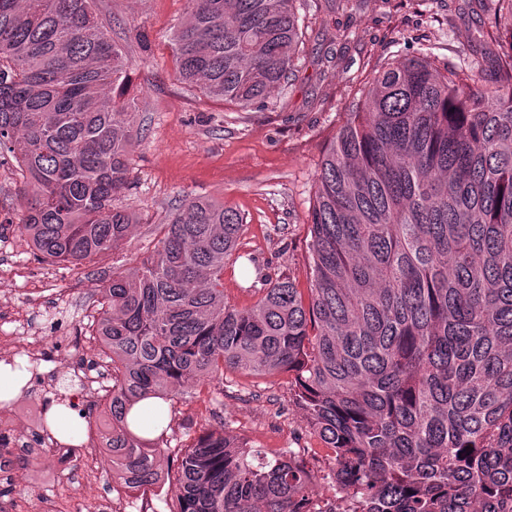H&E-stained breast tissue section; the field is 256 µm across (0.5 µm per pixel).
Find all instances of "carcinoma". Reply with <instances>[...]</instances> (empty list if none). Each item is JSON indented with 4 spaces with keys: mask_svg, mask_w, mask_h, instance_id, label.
Listing matches in <instances>:
<instances>
[{
    "mask_svg": "<svg viewBox=\"0 0 512 512\" xmlns=\"http://www.w3.org/2000/svg\"><path fill=\"white\" fill-rule=\"evenodd\" d=\"M181 79L241 109L287 79L296 0H187ZM440 71L430 56L375 76L329 143L310 212L311 285L262 280L224 298L243 218L193 198L153 253L112 267L95 321L112 366L101 462L127 492L170 485L174 512H512V36ZM125 51L94 0H0V156L32 201L37 256L79 266L123 247L132 105L109 96ZM288 374L331 456L268 454L203 429L172 458L164 406L224 394V371Z\"/></svg>",
    "mask_w": 512,
    "mask_h": 512,
    "instance_id": "carcinoma-1",
    "label": "carcinoma"
}]
</instances>
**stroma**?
<instances>
[{"mask_svg": "<svg viewBox=\"0 0 512 512\" xmlns=\"http://www.w3.org/2000/svg\"><path fill=\"white\" fill-rule=\"evenodd\" d=\"M305 45L287 81L264 107L241 110L179 80L173 33L186 0H96L127 65L119 94L135 106L129 146V191L121 202L135 215L127 247L77 268L37 260L17 224L29 187L12 156L0 158V315L20 316L40 332L56 360L99 355L87 308L102 299L113 266L141 260L159 239L158 226L196 197L238 211L245 227L238 256L224 265V297L240 307L256 300L257 274L290 273L309 286L307 224L323 152L351 119L361 90L383 68L425 54L438 64L464 66L493 58L490 33L512 34V10L475 15L474 0H298ZM173 406V442L186 445L209 425L266 450L303 449L316 475L332 463L305 414L290 400L288 377L225 373L224 398L191 393ZM31 485L8 488L19 512H42L51 495L95 505L109 496L111 472L70 467L49 453Z\"/></svg>", "mask_w": 512, "mask_h": 512, "instance_id": "35a3bbf8", "label": "stroma"}]
</instances>
